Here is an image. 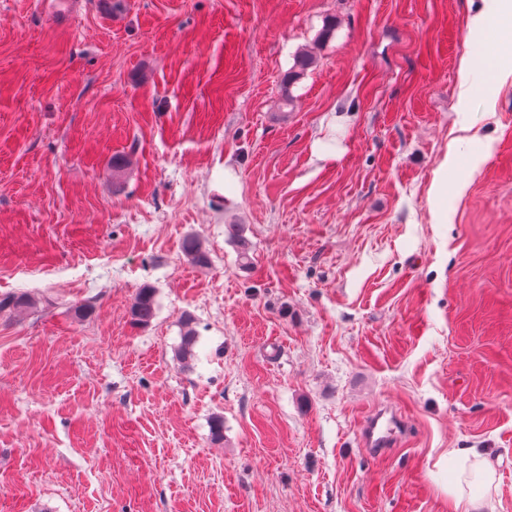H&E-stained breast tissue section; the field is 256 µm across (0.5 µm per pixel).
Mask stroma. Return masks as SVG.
Returning <instances> with one entry per match:
<instances>
[{"instance_id": "stroma-1", "label": "stroma", "mask_w": 512, "mask_h": 512, "mask_svg": "<svg viewBox=\"0 0 512 512\" xmlns=\"http://www.w3.org/2000/svg\"><path fill=\"white\" fill-rule=\"evenodd\" d=\"M479 2L0 0V296L35 301L0 313V512H455L451 448L512 512V31ZM381 410L407 429L371 455ZM315 64V57L308 52H299L293 57V64L288 70L282 81L283 96L285 105L292 104L293 99L290 95L292 87L310 68ZM228 233L237 248L240 266L247 269L250 265L251 245L248 238L244 235L243 226L240 224H230L228 225ZM181 252L195 267L204 269L212 265V257L204 242L194 234H187L181 241ZM156 290L150 285L139 288L129 309L132 325L147 326L157 314ZM195 319L189 314L185 313L181 320V341L176 349V355L183 367L186 369L193 368L197 359L195 347L197 344V332L194 327Z\"/></svg>"}]
</instances>
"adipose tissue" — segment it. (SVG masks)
<instances>
[{
    "label": "adipose tissue",
    "instance_id": "1",
    "mask_svg": "<svg viewBox=\"0 0 512 512\" xmlns=\"http://www.w3.org/2000/svg\"><path fill=\"white\" fill-rule=\"evenodd\" d=\"M448 456L458 465L455 480L448 487V495L454 502L455 512H495L492 492L496 487V472L487 455L480 449L465 451L449 450ZM480 479L485 492L482 496L470 493L472 479Z\"/></svg>",
    "mask_w": 512,
    "mask_h": 512
}]
</instances>
